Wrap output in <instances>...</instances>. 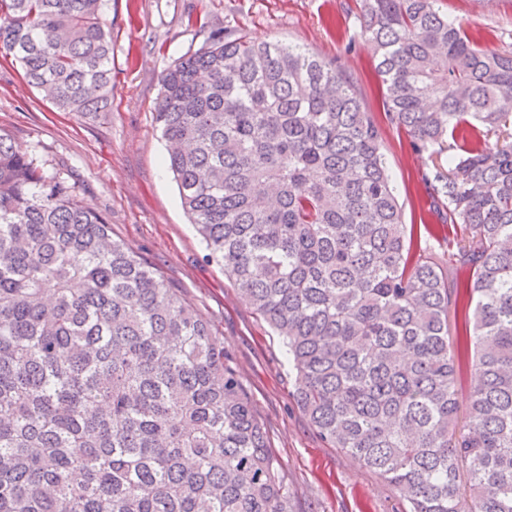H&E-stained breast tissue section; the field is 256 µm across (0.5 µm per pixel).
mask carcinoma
<instances>
[{
    "mask_svg": "<svg viewBox=\"0 0 512 512\" xmlns=\"http://www.w3.org/2000/svg\"><path fill=\"white\" fill-rule=\"evenodd\" d=\"M434 2L361 0V35L390 124L450 152L422 181L471 273L451 289L335 63L217 31L161 76L155 121L208 258L281 336L327 444L403 512H512V52ZM104 6L0 0V54L60 111L106 112ZM73 177L0 134V512H293L224 346ZM475 384V376L473 371L464 367L461 372V380L458 390L459 413H458V429H462L465 423V413L469 402L471 390Z\"/></svg>",
    "mask_w": 512,
    "mask_h": 512,
    "instance_id": "1",
    "label": "carcinoma"
}]
</instances>
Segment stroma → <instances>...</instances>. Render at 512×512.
<instances>
[{
    "label": "stroma",
    "mask_w": 512,
    "mask_h": 512,
    "mask_svg": "<svg viewBox=\"0 0 512 512\" xmlns=\"http://www.w3.org/2000/svg\"><path fill=\"white\" fill-rule=\"evenodd\" d=\"M436 6L483 46L512 52V0ZM359 12L360 0H107L112 109L99 116L58 111L24 83L18 63L0 56V133L47 169L68 165L78 176L79 199L107 219L113 238L161 271L211 324L266 429L295 512H399L401 497L357 459L329 447L297 406L284 343L223 265L208 259L181 207L155 104L161 75L205 45L215 28L255 42L302 45L338 61L381 123L405 223H440L421 181L431 159L386 121Z\"/></svg>",
    "instance_id": "obj_1"
}]
</instances>
